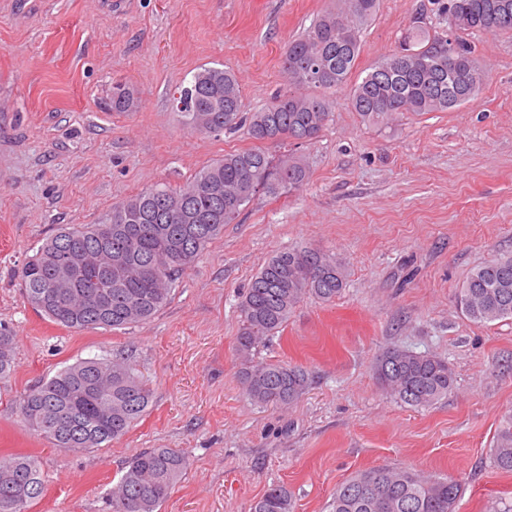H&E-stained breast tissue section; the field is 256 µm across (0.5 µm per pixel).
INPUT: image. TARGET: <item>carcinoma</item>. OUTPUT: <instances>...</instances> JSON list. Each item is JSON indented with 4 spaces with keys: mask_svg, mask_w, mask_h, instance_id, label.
Here are the masks:
<instances>
[{
    "mask_svg": "<svg viewBox=\"0 0 512 512\" xmlns=\"http://www.w3.org/2000/svg\"><path fill=\"white\" fill-rule=\"evenodd\" d=\"M506 2L509 12L490 21L488 4ZM440 15L458 20L448 35L415 21L398 48L375 64L350 90L349 104L372 126L391 123L402 112H446L469 102L448 101V65L476 68L479 95L485 74L467 39L473 33L512 35V0H435ZM380 9V0H343V7L318 17L284 51L288 92L275 95L254 112L249 135L262 143L285 140L298 145L315 139L329 121L335 102L328 92L347 85L362 44L363 28ZM317 59L322 75L308 76ZM179 112L190 130L220 134L242 123V93L236 75L222 67H203L178 87ZM134 106L132 91L113 87L112 110ZM309 178L305 161L289 153L274 158L261 148L224 154L179 190L155 187L113 207L106 224L61 229L42 244L21 271V289L41 315L69 329L123 328L153 318L168 302L178 276L263 190L277 195L301 187ZM80 251H101L98 269L82 277L58 278L63 259ZM347 280L336 256L300 246L270 257L249 284L240 304L236 351L249 398L262 405L289 406L308 387V374L286 362L254 360V352L278 332L296 307L312 297L336 300ZM467 318L486 324L512 318V255L476 268L457 293ZM14 364V336L0 327V382ZM382 388L412 407H429L448 395L454 374L433 355L392 348L375 365ZM151 390L121 359H84L32 387L20 402L25 425L55 447L99 448L123 436L146 412ZM495 466L512 473V423L501 429L493 448ZM187 469L173 448L135 454L111 494L112 512H158ZM44 490L39 461L30 454L0 455V512H27ZM461 484L412 469L379 466L351 474L336 487L330 512H456ZM253 512H293L284 485L269 489Z\"/></svg>",
    "mask_w": 512,
    "mask_h": 512,
    "instance_id": "1",
    "label": "carcinoma"
}]
</instances>
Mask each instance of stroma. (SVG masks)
Instances as JSON below:
<instances>
[{"label": "stroma", "instance_id": "35a3bbf8", "mask_svg": "<svg viewBox=\"0 0 512 512\" xmlns=\"http://www.w3.org/2000/svg\"><path fill=\"white\" fill-rule=\"evenodd\" d=\"M338 0H0V325L15 364L0 382V455H38L45 480L29 512H111L129 459L177 448L189 468L159 512H251L287 486L294 512H329L352 472L407 467L459 481L458 512L512 506V474L491 449L512 412V318L480 325L456 294L469 272L512 253V36H474L478 99L445 112L364 125L345 91L298 153L307 183L257 193L180 275L151 320L74 331L36 313L19 281L65 224H101L154 186L178 189L246 129L190 132L172 106L203 66L239 78L244 112L288 87L286 45ZM431 0H381L352 72L361 79ZM136 105L112 109V86ZM308 246L349 271L340 298L304 300L257 357L310 377L288 408L254 403L236 352L239 303L273 254ZM448 362L455 388L415 409L374 373L389 348ZM122 354L153 391L137 423L103 448L62 450L20 421L24 394L62 367Z\"/></svg>", "mask_w": 512, "mask_h": 512}]
</instances>
